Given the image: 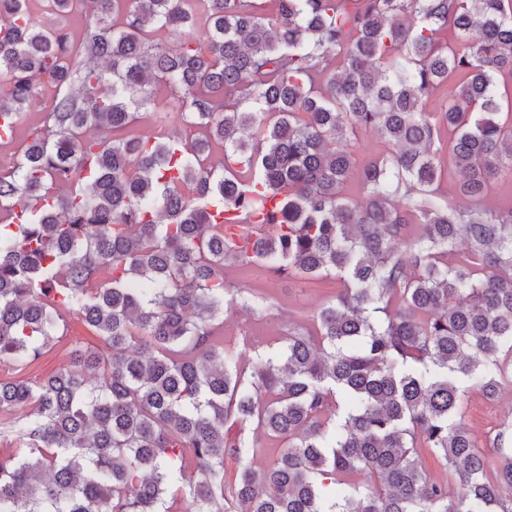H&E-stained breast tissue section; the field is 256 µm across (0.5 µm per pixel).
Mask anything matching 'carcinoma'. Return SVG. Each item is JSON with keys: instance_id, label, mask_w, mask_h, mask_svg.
Instances as JSON below:
<instances>
[{"instance_id": "obj_1", "label": "carcinoma", "mask_w": 512, "mask_h": 512, "mask_svg": "<svg viewBox=\"0 0 512 512\" xmlns=\"http://www.w3.org/2000/svg\"><path fill=\"white\" fill-rule=\"evenodd\" d=\"M29 2L0 0V121L41 114L0 166V364L69 317L108 354L0 378V512H512V425L488 462L458 384H512V208L449 207L440 156L464 196L512 181V0H84L74 37ZM229 265L341 287L248 366ZM282 444L280 441L262 436L259 447L254 448L253 465L258 469L266 467L278 454ZM422 462V468L426 471V473L432 478L444 482H448V492L456 493L458 491V487L456 485V481L453 479L450 474L448 467L444 468L435 457L430 455L428 452L423 450L419 457Z\"/></svg>"}]
</instances>
